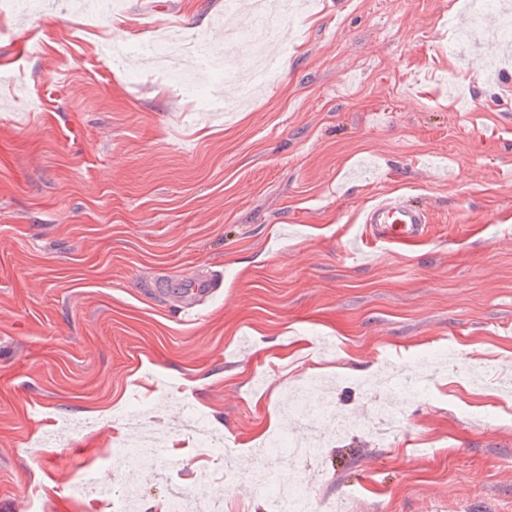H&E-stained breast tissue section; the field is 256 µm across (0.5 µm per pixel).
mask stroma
<instances>
[{
  "label": "stroma",
  "instance_id": "stroma-1",
  "mask_svg": "<svg viewBox=\"0 0 512 512\" xmlns=\"http://www.w3.org/2000/svg\"><path fill=\"white\" fill-rule=\"evenodd\" d=\"M511 5L311 0L227 58L224 0H108L86 32L69 0H0V512H111L77 483L118 481V410L162 447L134 468L146 505L175 483L267 512L199 424L245 470L259 435L325 433L280 468L348 512H512ZM171 34L211 67L137 59ZM269 48L270 77L235 93ZM221 86L233 111H208ZM384 195L428 209L420 245L357 243ZM209 274L189 317L149 290ZM316 364L354 423L360 381L405 367L426 390L383 442L338 438L289 409Z\"/></svg>",
  "mask_w": 512,
  "mask_h": 512
}]
</instances>
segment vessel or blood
<instances>
[{"label":"vessel or blood","mask_w":512,"mask_h":512,"mask_svg":"<svg viewBox=\"0 0 512 512\" xmlns=\"http://www.w3.org/2000/svg\"><path fill=\"white\" fill-rule=\"evenodd\" d=\"M362 222L368 242L414 246L425 238L430 219L426 209L394 196L365 207ZM220 286L215 277L190 276L156 282L155 291L165 295L180 314L189 315Z\"/></svg>","instance_id":"obj_1"}]
</instances>
